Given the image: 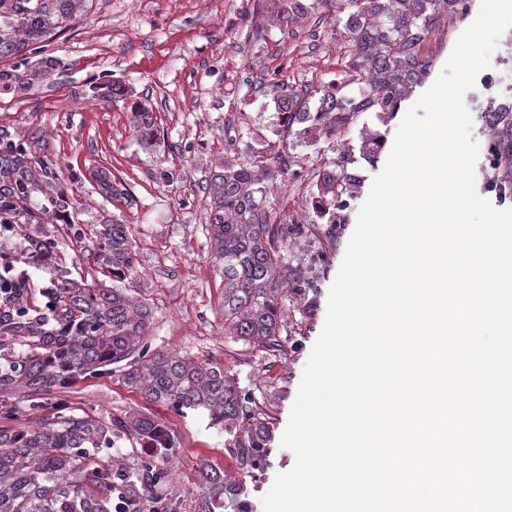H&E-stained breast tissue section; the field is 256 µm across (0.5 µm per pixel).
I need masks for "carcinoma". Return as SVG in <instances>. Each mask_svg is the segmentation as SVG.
Listing matches in <instances>:
<instances>
[{
    "label": "carcinoma",
    "mask_w": 512,
    "mask_h": 512,
    "mask_svg": "<svg viewBox=\"0 0 512 512\" xmlns=\"http://www.w3.org/2000/svg\"><path fill=\"white\" fill-rule=\"evenodd\" d=\"M349 12L337 16L356 61L374 73V82L357 89L360 97L378 98L377 112H397L400 103L428 75L420 38L433 27L437 9L457 0H321ZM89 0H0V94L23 95L64 67L61 59L43 54L41 44L70 26ZM276 24L305 14L304 0H276ZM94 95H125L121 83L108 80L92 87ZM315 109L286 94V112L313 115L323 123L335 110L325 88ZM131 124L146 149L160 139L152 110L139 104ZM488 132L496 142L500 181L512 185V103L489 112ZM287 176L286 153L262 165L226 161L207 188L206 215L216 270L224 279V334L236 336L275 358L288 356L282 336L285 300L306 295L308 282L288 266V249L301 236L298 224L272 221L266 196L272 181ZM99 194L107 200L131 201V194L105 169L91 172ZM343 174H323L322 194L336 196ZM77 201L58 167L36 157L0 128V214L17 224L47 227L50 237L66 235L79 244L78 260L93 263L100 275L130 276L136 266L129 226L107 219L88 230L73 221ZM154 312L145 299L122 288L70 278L63 283L0 291V512H112V504L132 501L165 483L166 436L157 452L139 468H112L116 440L159 430L147 417L93 416L68 413L69 401L56 394L79 377H94L105 367L123 364L124 383L150 402L181 412L204 413L209 425L229 435L242 473L264 462L270 437L263 406L222 366L178 354L151 355L144 338ZM54 413L35 421L33 416ZM205 489L197 512H216L224 499V471L203 473Z\"/></svg>",
    "instance_id": "cac0c4a2"
}]
</instances>
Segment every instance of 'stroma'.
Here are the masks:
<instances>
[{"label": "stroma", "instance_id": "35a3bbf8", "mask_svg": "<svg viewBox=\"0 0 512 512\" xmlns=\"http://www.w3.org/2000/svg\"><path fill=\"white\" fill-rule=\"evenodd\" d=\"M90 0L87 10L49 43L64 71L52 74L25 95L0 96V125L37 142L42 156L60 166L62 177L81 202L77 218L96 225L113 219L129 225L137 273L122 286L149 300L154 323L147 341L152 352L178 354L223 365L241 388L264 401L273 428L268 464L245 475L224 445L225 434L194 412L178 413L149 402L125 385L120 368L80 378L63 394L78 412L98 416L145 415L158 422L175 442L178 469L157 495L178 512H196L203 491L201 469H223L245 499L249 512H264L262 498L276 476L292 469L293 453L281 446L291 407L311 349L325 322L328 292L356 227L358 211L374 177L383 169L404 117L360 113L343 146L326 138L304 137L297 127L270 137L265 149L301 153L316 176L336 156H343L351 204L339 226L336 243L320 238L292 247L291 265L313 283L305 300L287 301L286 331L292 349L274 362L234 336H214L212 325L223 310L224 282L214 270L206 230L204 187L214 166L227 158L224 129L238 112L257 122H272L264 103L278 87L298 95L334 79L341 61L331 49L339 34L322 13L309 18L305 35L271 26L272 0ZM491 71L501 82L488 90L484 77L465 97L472 138L485 140L486 108L512 94V50L491 56ZM278 86H270V76ZM121 81L128 94L95 99L90 84ZM149 104L162 136L156 150L144 149L130 125L131 110ZM378 134L382 148L374 162L359 154L362 134ZM97 167L111 171L135 198L133 205L102 198L90 178ZM317 250L324 262L309 264Z\"/></svg>", "mask_w": 512, "mask_h": 512}]
</instances>
